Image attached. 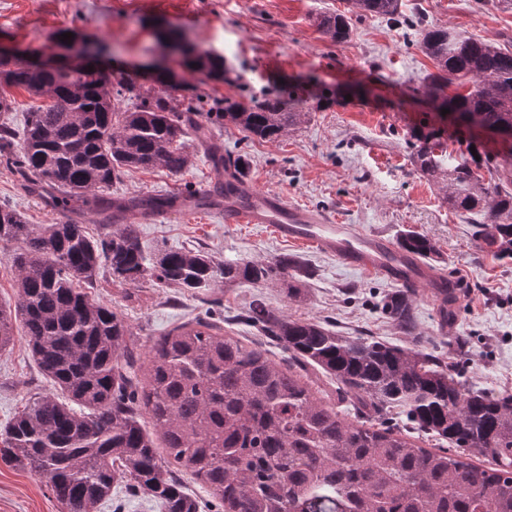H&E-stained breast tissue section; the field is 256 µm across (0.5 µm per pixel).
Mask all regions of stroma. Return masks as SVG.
I'll return each instance as SVG.
<instances>
[{
	"mask_svg": "<svg viewBox=\"0 0 512 512\" xmlns=\"http://www.w3.org/2000/svg\"><path fill=\"white\" fill-rule=\"evenodd\" d=\"M401 11L428 25H446L473 38L504 43L512 38V8L478 0H402ZM343 12L350 38L333 42L316 26L320 15ZM180 31L196 47L223 56L234 83L191 84L199 97H249L292 81H313L340 92L336 106L308 113L274 142L244 140L233 125L215 131L225 154L248 153L247 185L274 192L289 204L334 215L361 235L397 242L410 229L432 239L438 255L428 266L458 286L451 317L423 288L413 295L417 332L428 348L448 352L456 336L470 344L466 380L497 393L512 392V259L494 256L478 238L468 215L449 207L445 186L428 180L414 165L406 133L421 117L422 100L435 74L434 63L416 46L418 35L383 17L364 15L352 0H0V49L52 54L59 30L106 42L113 81L149 80L142 67L164 50L159 29ZM214 180L210 157L197 151L194 167L174 176L165 169L136 170L112 183L106 194L125 199L140 193L206 192ZM21 211L32 224H52L60 216L42 199L23 191L17 175L0 166V203ZM137 225L146 255L161 249H201L225 261L268 263L288 255L310 275L300 298H289L280 281L217 284L200 298L151 281L120 284L101 275L90 292L112 304L130 326L128 343L144 352L151 339L168 334L207 303H221L226 335L261 344L275 362L287 352L266 339L243 317L253 301L270 310L321 322L343 336H375L405 346L383 309L399 286L378 275L349 268L337 256L277 239L264 224H228L223 211L174 207ZM53 387L32 359L24 336L0 352V426L35 394ZM0 512H61L37 476L0 461Z\"/></svg>",
	"mask_w": 512,
	"mask_h": 512,
	"instance_id": "stroma-1",
	"label": "stroma"
}]
</instances>
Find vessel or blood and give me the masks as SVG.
<instances>
[{
	"instance_id": "1",
	"label": "vessel or blood",
	"mask_w": 512,
	"mask_h": 512,
	"mask_svg": "<svg viewBox=\"0 0 512 512\" xmlns=\"http://www.w3.org/2000/svg\"><path fill=\"white\" fill-rule=\"evenodd\" d=\"M228 224H267L279 238L311 246L340 257L350 267L379 274L400 284L436 288L439 276L417 263L397 257L388 240L379 236L356 238L348 226L324 227V219L311 210L291 206L274 192L248 189L245 203L226 211Z\"/></svg>"
}]
</instances>
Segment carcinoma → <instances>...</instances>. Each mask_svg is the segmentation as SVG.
Segmentation results:
<instances>
[{
	"label": "carcinoma",
	"instance_id": "carcinoma-1",
	"mask_svg": "<svg viewBox=\"0 0 512 512\" xmlns=\"http://www.w3.org/2000/svg\"><path fill=\"white\" fill-rule=\"evenodd\" d=\"M354 2L370 15L401 14V0ZM319 25L336 43L352 31L344 13L324 15ZM164 40L185 72L233 82L222 57L197 55L176 31ZM418 46L439 73L428 90L430 111L410 131L414 162L427 176L448 179V205L470 216L497 257L512 258V182L480 173L511 171L512 145L446 168L441 115L448 109L466 127L512 131V48L442 25L422 28ZM90 64L46 71L0 58V163L62 215L54 224H30L0 204V243L16 245L17 270L14 307H0V351L20 324L42 374L61 392L29 399L0 428V458L44 481L63 512H96L119 483L163 512H200L184 470L207 484L224 512H512V393L468 384L446 357L421 345L410 288L385 304L397 328L413 336L410 347L339 336L258 300L250 305L245 320L291 360L336 379L338 401L352 407V420L265 350L221 334L210 313L157 339L146 352L147 381H139L124 317L83 288L99 273L194 292L221 279L232 285L275 278L296 296L309 272L285 256L270 264L224 262L184 249L149 259L136 225L120 220L133 211L162 214L176 198L114 201L104 191L133 170L189 171L193 131L218 174L194 205L236 203L235 183H244L249 157L224 155L210 130L229 122L246 140L274 142L307 111L292 86L250 104L226 97L206 112L180 111L165 90L192 86L172 83V73L154 75L160 91L153 94L132 80L101 81ZM466 82V92L447 93ZM14 89L51 99L26 113L20 134L9 117ZM79 203L101 214L99 234L73 217ZM398 246L420 259L437 253L431 239L410 230ZM395 409L405 417L400 425L391 421ZM145 416L161 436L165 462L143 427ZM420 437L448 447L423 448L415 443Z\"/></svg>",
	"mask_w": 512,
	"mask_h": 512
}]
</instances>
